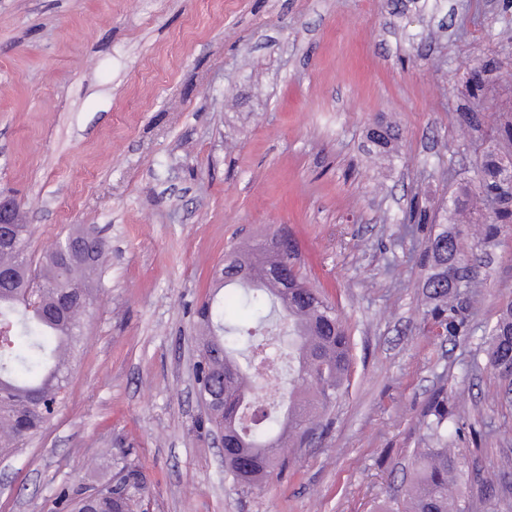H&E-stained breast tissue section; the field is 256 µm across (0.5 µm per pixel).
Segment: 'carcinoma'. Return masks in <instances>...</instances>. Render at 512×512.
Wrapping results in <instances>:
<instances>
[{
	"mask_svg": "<svg viewBox=\"0 0 512 512\" xmlns=\"http://www.w3.org/2000/svg\"><path fill=\"white\" fill-rule=\"evenodd\" d=\"M382 138L370 140L373 150L390 151L399 138V129L383 125ZM512 179L497 152L484 156L479 171L478 190L494 195L495 216L484 221L483 243L493 242L500 225L512 223V193L505 190ZM15 243L0 248V266L15 267L13 279L0 280V322L13 325L9 342L0 346V453L23 446L46 423L48 404L65 397L70 363L80 340L83 304L95 298L98 288L90 273L102 266L105 244L94 243L88 259L62 262L52 251L35 258L30 250V228L16 224ZM460 226L441 230L430 239L422 263L427 270L424 288L433 303L431 313L440 326L451 332L462 309L461 296L473 293L475 280L460 286L448 282V261H464ZM226 268L246 262L249 282L233 279L225 285L243 290L241 301L257 313L250 325L226 320V306L210 301L197 311L203 328L198 347L199 392L218 388L221 378L230 401L224 412L207 410L205 423L218 428L233 422L238 435L224 448L227 457L243 460L244 472H228L233 484L254 489L262 485L275 465L280 445L289 437L299 439L319 411H324L348 388L351 373L350 337L337 312L325 296L311 288L299 274L296 260L288 264V282L276 276L278 253L263 242L256 249L233 248ZM79 286L73 299L64 296V287ZM288 325L292 336L288 345V374L291 390L281 402L265 409L264 403L250 399L249 388L260 372L279 368V359L266 358L265 367L256 365L250 353L266 346L265 324L270 313ZM489 361L512 360V302L508 303L489 336ZM433 416L430 429L440 438L438 448L416 452L415 475L404 491V512H470V502L462 496L448 499V482L465 466L463 455L448 449L443 433L448 425L447 397L436 392L428 406ZM143 490L138 470L124 467L116 479L82 489L72 512H134Z\"/></svg>",
	"mask_w": 512,
	"mask_h": 512,
	"instance_id": "cac0c4a2",
	"label": "carcinoma"
}]
</instances>
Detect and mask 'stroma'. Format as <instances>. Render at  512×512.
Here are the masks:
<instances>
[{
    "label": "stroma",
    "instance_id": "obj_1",
    "mask_svg": "<svg viewBox=\"0 0 512 512\" xmlns=\"http://www.w3.org/2000/svg\"><path fill=\"white\" fill-rule=\"evenodd\" d=\"M0 0V197L41 254L74 226L112 256L82 317L67 395L0 455V512L137 468L136 512H394L448 398L454 480L512 512V387L485 338L512 302V224L466 240L479 288L439 334L407 231L413 205L478 183L512 113V0ZM498 70L475 87L476 60ZM396 124L380 159L366 134ZM285 232L348 327L353 373L261 488L225 477L199 429L201 304L233 246Z\"/></svg>",
    "mask_w": 512,
    "mask_h": 512
}]
</instances>
